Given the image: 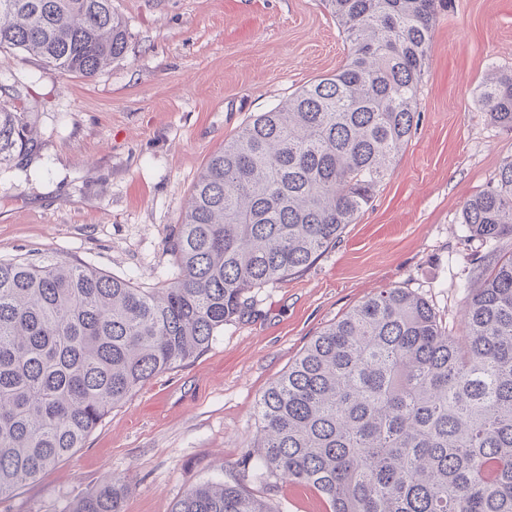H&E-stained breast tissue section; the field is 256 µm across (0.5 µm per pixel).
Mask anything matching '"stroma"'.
<instances>
[{
    "label": "stroma",
    "mask_w": 512,
    "mask_h": 512,
    "mask_svg": "<svg viewBox=\"0 0 512 512\" xmlns=\"http://www.w3.org/2000/svg\"><path fill=\"white\" fill-rule=\"evenodd\" d=\"M131 38L95 77L64 75L20 50L0 53V103L37 118L26 170L0 171V259H77L143 288L178 267L168 242L209 157L250 120L335 73L348 55L324 0H112ZM512 69V0H449L436 20L420 122L370 204L336 246L287 279L251 289L243 318L202 354L113 407L0 512H67L103 477L123 512H173L221 480L277 512H328L313 489L262 480L243 456L256 404L325 326L385 288L428 301L464 333L465 285L487 256L461 211L512 160V132L475 97L488 69Z\"/></svg>",
    "instance_id": "35a3bbf8"
}]
</instances>
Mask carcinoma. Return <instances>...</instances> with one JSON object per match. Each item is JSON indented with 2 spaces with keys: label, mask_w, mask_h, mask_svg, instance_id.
<instances>
[{
  "label": "carcinoma",
  "mask_w": 512,
  "mask_h": 512,
  "mask_svg": "<svg viewBox=\"0 0 512 512\" xmlns=\"http://www.w3.org/2000/svg\"><path fill=\"white\" fill-rule=\"evenodd\" d=\"M349 53L335 73L248 122L214 153L169 241L179 273L139 288L82 263L0 260V497L38 479L117 404L202 353L244 294L312 265L373 201L417 123L433 23L448 0H325ZM130 33L112 0H0V52L90 78ZM476 95L512 131V70ZM0 110V168L32 151ZM463 229L512 237V160L468 199ZM464 288L465 333L429 303L380 291L329 324L257 403L248 459L330 512H512V256ZM105 480L69 512H122ZM174 512H275L207 482Z\"/></svg>",
  "instance_id": "cac0c4a2"
}]
</instances>
